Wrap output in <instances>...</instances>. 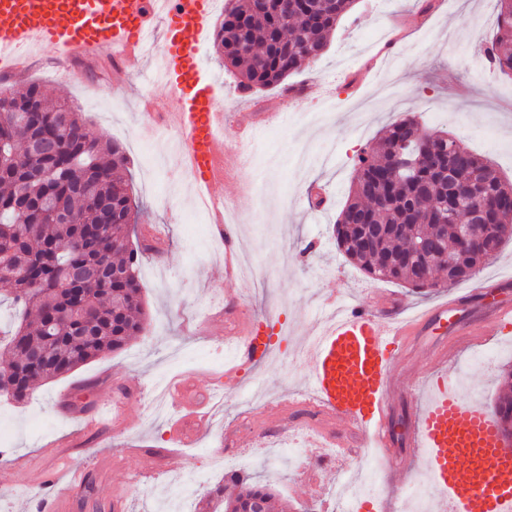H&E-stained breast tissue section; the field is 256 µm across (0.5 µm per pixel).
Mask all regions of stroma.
I'll use <instances>...</instances> for the list:
<instances>
[{
  "label": "stroma",
  "mask_w": 512,
  "mask_h": 512,
  "mask_svg": "<svg viewBox=\"0 0 512 512\" xmlns=\"http://www.w3.org/2000/svg\"><path fill=\"white\" fill-rule=\"evenodd\" d=\"M435 3L424 16L421 0H356L324 55L290 76L298 89L293 96L279 87L241 90L213 47L202 50V71L229 106L230 124L270 115L254 139L225 140L243 159L233 177L211 188L214 198L233 207L239 238L253 245L254 282L226 279L223 254L209 247L210 217L195 206L180 151L166 149L157 165L145 161L153 125L173 109L170 90L149 88V65L126 63L117 89L105 61L78 66L55 49L30 52L27 78L39 83L46 99L78 106L95 136L126 149L141 205L135 234L150 244L139 266L148 321L125 349L47 382L32 399H0V425L12 432L0 444V512H36L41 489L32 476L52 466L49 442L70 436L77 444L67 450L69 463L91 468L95 490L72 512H168L174 482L186 477L194 480L186 510L199 512L200 501L224 481V462L214 453L217 434L247 407L248 386L276 402L308 389L309 365L298 352L334 292L355 305L394 298L410 314L463 292L459 284L420 294L371 279L337 250L333 232L358 154L386 125L409 115L424 129L456 137L512 182V78L490 71L486 55L497 31V0ZM301 146L309 154L302 172L293 162ZM227 304L246 321L276 314L282 332L270 360L238 371L233 361L217 358L234 340L218 318ZM485 318L483 304L464 306L396 355L397 369L416 388L391 398L393 450L401 448L404 423L430 396L431 346L447 339L451 327L475 331ZM510 368L512 331L501 330L460 348L448 372L464 398L478 397L492 409ZM182 374L192 375L199 392L221 391L228 400L222 413L198 425L196 442L175 447L172 425L183 409L173 403L157 417L149 404L159 376ZM64 394L90 406L118 401L120 419L86 428L80 416L59 413L56 402ZM238 445L246 450L239 470L271 485L298 512H322L321 497L341 471L315 466L311 437L272 419L259 431H242ZM141 448L166 454L161 470L137 480Z\"/></svg>",
  "instance_id": "35a3bbf8"
}]
</instances>
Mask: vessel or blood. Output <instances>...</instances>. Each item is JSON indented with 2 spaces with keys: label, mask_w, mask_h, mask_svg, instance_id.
Segmentation results:
<instances>
[{
  "label": "vessel or blood",
  "mask_w": 512,
  "mask_h": 512,
  "mask_svg": "<svg viewBox=\"0 0 512 512\" xmlns=\"http://www.w3.org/2000/svg\"><path fill=\"white\" fill-rule=\"evenodd\" d=\"M211 0H0V73L10 74V59L45 47L64 48L87 59L104 54L157 59L151 83L175 92L191 88L188 102L170 113L168 123L181 135L184 159L200 192L219 179L218 167L233 163L220 146L224 108L210 85L201 81L199 51L192 38L206 30ZM165 29L159 50L147 38L156 22ZM224 238V270L234 275L238 250L231 226L216 224ZM488 281L477 280L466 296H457L406 319L395 311L376 313L355 307L325 328L310 345V390L316 405L336 422L355 428L369 447L389 445V401L401 390L394 352L432 323L467 301L481 300ZM275 317L265 324H244L237 362H262L273 343ZM168 391L196 421L208 419L204 404L186 379L171 381ZM412 454H423L434 487L447 498L449 512H512V449L504 447L494 415L477 402L463 400L448 375H439L433 394L407 429Z\"/></svg>",
  "instance_id": "1"
}]
</instances>
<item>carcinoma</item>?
Returning a JSON list of instances; mask_svg holds the SVG:
<instances>
[{"mask_svg":"<svg viewBox=\"0 0 512 512\" xmlns=\"http://www.w3.org/2000/svg\"><path fill=\"white\" fill-rule=\"evenodd\" d=\"M355 0H225L224 19L213 34L215 53L245 89L282 84L303 64L322 57ZM497 34L490 62L512 75V0H497ZM34 111L26 124L14 110ZM64 102L52 105L29 83L0 94V139L11 163L0 168V288L18 309V321L0 340L10 352L0 366V388L18 383L12 398L29 399L40 381L68 374L120 351L147 323L139 279L138 250L130 244L138 205L128 190L129 159L117 142L91 134L81 113L65 120ZM53 146L48 152L37 141ZM30 201L35 222H17L11 201ZM69 215L53 221L40 215L42 200ZM106 203L119 223L92 235L98 204ZM484 213L483 247L459 236L471 210ZM424 239L456 261L458 273L442 283L438 270L414 247ZM512 239V183L492 165L441 131L420 134L415 117L395 121L358 155L356 174L336 220L343 254L368 276L415 289L451 287L497 257ZM496 415L512 429V393L499 398ZM207 512H288L268 485L236 472L213 489Z\"/></svg>","mask_w":512,"mask_h":512,"instance_id":"carcinoma-1","label":"carcinoma"}]
</instances>
